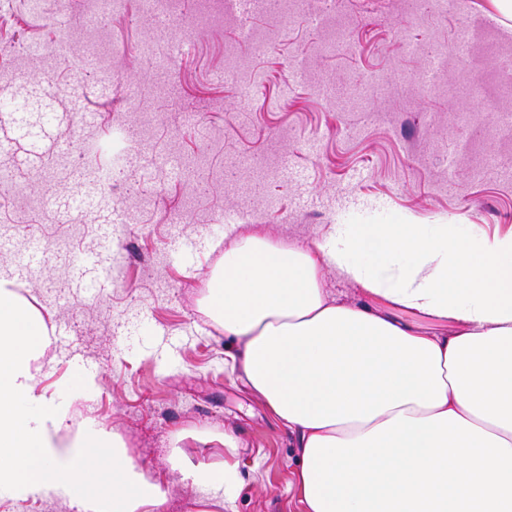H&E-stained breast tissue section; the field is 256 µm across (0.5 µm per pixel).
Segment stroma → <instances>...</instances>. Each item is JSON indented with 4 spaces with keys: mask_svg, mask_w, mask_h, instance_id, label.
Here are the masks:
<instances>
[{
    "mask_svg": "<svg viewBox=\"0 0 512 512\" xmlns=\"http://www.w3.org/2000/svg\"><path fill=\"white\" fill-rule=\"evenodd\" d=\"M335 2L346 34L332 54L307 15L243 26L173 17L161 44L174 62L161 74L140 51L155 23L129 0L103 21L106 49L122 58L104 82L84 74L81 0H0V43L65 46L59 67L33 68L0 112V170L12 178L0 193V270L22 269L21 293L51 334L38 389L93 374L66 426L89 417L121 435L166 488L164 512H191L196 493L169 463L179 432L194 465L236 462L226 512H296L295 438L199 307L228 218L239 234L285 244L405 213L512 228V180L484 164L504 149L496 97L468 89L493 59L458 63L435 93L419 86L430 46L453 45L470 24L512 45V17L489 0H454L443 16L415 15L405 0ZM221 431L236 448L209 441Z\"/></svg>",
    "mask_w": 512,
    "mask_h": 512,
    "instance_id": "1",
    "label": "stroma"
}]
</instances>
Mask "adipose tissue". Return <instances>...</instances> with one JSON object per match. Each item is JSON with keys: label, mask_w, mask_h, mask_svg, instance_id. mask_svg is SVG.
Here are the masks:
<instances>
[{"label": "adipose tissue", "mask_w": 512, "mask_h": 512, "mask_svg": "<svg viewBox=\"0 0 512 512\" xmlns=\"http://www.w3.org/2000/svg\"><path fill=\"white\" fill-rule=\"evenodd\" d=\"M225 243L200 305L297 439L299 512H512V230L407 216L304 246ZM328 267L364 304L326 291ZM18 285L0 274V498L163 512L164 492L119 435L89 419L62 437L68 400L38 390L49 332ZM423 319L448 329L425 333ZM193 482L196 512H218L237 467L195 470Z\"/></svg>", "instance_id": "ef3b65f1"}]
</instances>
